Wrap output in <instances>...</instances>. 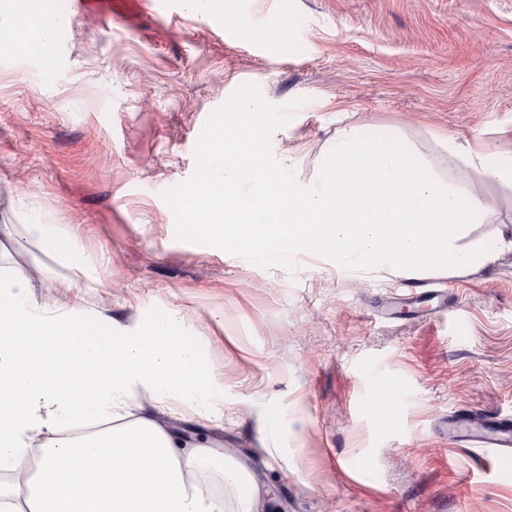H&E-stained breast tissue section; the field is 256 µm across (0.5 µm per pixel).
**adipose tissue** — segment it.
I'll return each mask as SVG.
<instances>
[{"label": "adipose tissue", "instance_id": "1", "mask_svg": "<svg viewBox=\"0 0 512 512\" xmlns=\"http://www.w3.org/2000/svg\"><path fill=\"white\" fill-rule=\"evenodd\" d=\"M437 143L465 171L512 189V158L493 161L452 134ZM28 288L21 268L0 267V512H226L204 477L214 384L177 312L135 336L104 328L92 339L79 306L56 316ZM174 400L193 406L199 432L158 418ZM33 454V477L11 482Z\"/></svg>", "mask_w": 512, "mask_h": 512}]
</instances>
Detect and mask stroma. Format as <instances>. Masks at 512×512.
Returning <instances> with one entry per match:
<instances>
[{
  "instance_id": "obj_1",
  "label": "stroma",
  "mask_w": 512,
  "mask_h": 512,
  "mask_svg": "<svg viewBox=\"0 0 512 512\" xmlns=\"http://www.w3.org/2000/svg\"><path fill=\"white\" fill-rule=\"evenodd\" d=\"M62 52L0 51V264L31 300L137 334L178 311L206 354L223 411L207 479L239 512L220 462L244 465L259 512H512V474L438 433L449 411L512 415V248L446 276L351 271L310 253L295 273L177 240L164 190L185 181L209 114L243 83L305 103L272 135L279 163L313 183L345 122L392 128L449 177L435 133L512 155V0H248L247 11L98 0L72 15ZM474 237L512 235V191ZM76 231L78 267L44 251L32 218ZM76 283L63 293L60 280ZM452 288L450 311L401 306L408 285ZM395 391L390 416L371 402ZM371 457L373 476L351 463Z\"/></svg>"
}]
</instances>
